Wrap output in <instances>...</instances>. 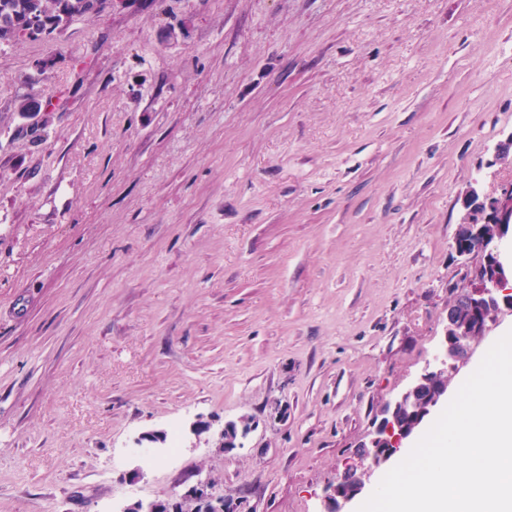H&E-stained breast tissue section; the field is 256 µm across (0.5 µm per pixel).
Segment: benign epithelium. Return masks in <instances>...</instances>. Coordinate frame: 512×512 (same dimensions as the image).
Instances as JSON below:
<instances>
[{"label": "benign epithelium", "mask_w": 512, "mask_h": 512, "mask_svg": "<svg viewBox=\"0 0 512 512\" xmlns=\"http://www.w3.org/2000/svg\"><path fill=\"white\" fill-rule=\"evenodd\" d=\"M486 219L497 223L503 231L491 238L478 230L456 231L453 247L457 254H483V263L476 271L475 283L460 295L470 317L467 321H452L444 329L440 347L405 390L384 404L380 419L369 441L361 444L359 464L351 467L357 489L345 492L340 485L331 486L321 501L320 512H347V505L362 493L367 481L381 466L387 464L403 447L425 418L442 402L448 400V387L465 368L479 346L489 337L506 315H512V272L501 260L503 241L512 233V191L503 192L488 205ZM436 379L444 383L434 389L427 405L417 409L411 405L415 394ZM415 413L408 428L395 427L394 416L399 411Z\"/></svg>", "instance_id": "7a95c632"}]
</instances>
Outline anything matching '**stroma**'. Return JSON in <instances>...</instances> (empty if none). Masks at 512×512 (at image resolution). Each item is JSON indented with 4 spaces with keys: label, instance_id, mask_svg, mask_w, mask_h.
I'll return each mask as SVG.
<instances>
[{
    "label": "stroma",
    "instance_id": "obj_1",
    "mask_svg": "<svg viewBox=\"0 0 512 512\" xmlns=\"http://www.w3.org/2000/svg\"><path fill=\"white\" fill-rule=\"evenodd\" d=\"M511 137L512 0H116L0 48V512H319L471 288Z\"/></svg>",
    "mask_w": 512,
    "mask_h": 512
}]
</instances>
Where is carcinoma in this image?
<instances>
[{
	"mask_svg": "<svg viewBox=\"0 0 512 512\" xmlns=\"http://www.w3.org/2000/svg\"><path fill=\"white\" fill-rule=\"evenodd\" d=\"M107 0H0V45L20 39V33L34 17H42L53 22L50 29L42 31L44 37L65 30L74 20L89 13H98ZM41 111L39 94L32 91L15 103V112L27 117ZM469 214L466 221L475 225L490 237L495 236L498 225L483 223L477 214L476 201L467 202Z\"/></svg>",
	"mask_w": 512,
	"mask_h": 512,
	"instance_id": "1",
	"label": "carcinoma"
}]
</instances>
